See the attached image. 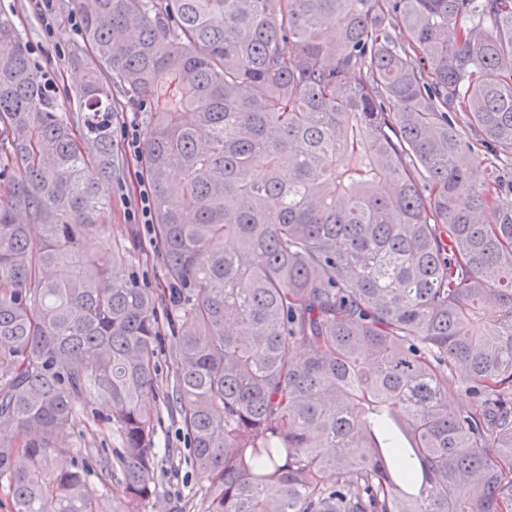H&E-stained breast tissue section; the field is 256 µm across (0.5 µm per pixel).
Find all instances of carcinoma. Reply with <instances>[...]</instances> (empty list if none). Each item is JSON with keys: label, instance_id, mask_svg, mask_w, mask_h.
<instances>
[{"label": "carcinoma", "instance_id": "cac0c4a2", "mask_svg": "<svg viewBox=\"0 0 512 512\" xmlns=\"http://www.w3.org/2000/svg\"><path fill=\"white\" fill-rule=\"evenodd\" d=\"M65 7L85 71L68 112L0 9L8 512H145L164 343L205 512H512V172L467 158L512 159V0ZM114 87L148 104L160 293L98 223ZM96 400L122 439L107 500L90 477L111 462L56 446ZM395 432L417 460L399 477Z\"/></svg>", "mask_w": 512, "mask_h": 512}]
</instances>
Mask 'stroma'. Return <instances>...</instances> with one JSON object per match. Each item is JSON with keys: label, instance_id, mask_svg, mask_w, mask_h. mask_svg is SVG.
<instances>
[{"label": "stroma", "instance_id": "obj_1", "mask_svg": "<svg viewBox=\"0 0 512 512\" xmlns=\"http://www.w3.org/2000/svg\"><path fill=\"white\" fill-rule=\"evenodd\" d=\"M10 17L16 27L26 36L31 57L44 77L48 78L59 91L62 110H70V99L81 84L84 73L68 63L72 51L80 45L81 37L71 29L70 12L62 7L54 9V28L46 30L44 21L33 0H9ZM142 114L136 107L122 106L112 117V132L115 154L120 170L112 182L103 186V193L111 206L101 216L108 242L131 249L146 248V257L140 258L134 270L140 281L152 288L165 285L164 261L161 253L151 247L152 227L148 224L131 223L127 213L133 210L142 184L138 158L129 156L123 138V127L129 123H141ZM173 359L167 349L157 353L158 397L149 399L150 410L158 414L154 424L155 442L158 448V465L155 474L157 497L146 508V512H174L175 507L184 506L185 512H202L201 496L206 486L190 461V448L179 415L166 407L162 397L166 392L172 372ZM59 447L93 448L108 457L109 470L93 476L92 482L99 493L116 488L121 471L115 461L121 448V441L115 429L106 425H93L82 421L58 433Z\"/></svg>", "mask_w": 512, "mask_h": 512}]
</instances>
